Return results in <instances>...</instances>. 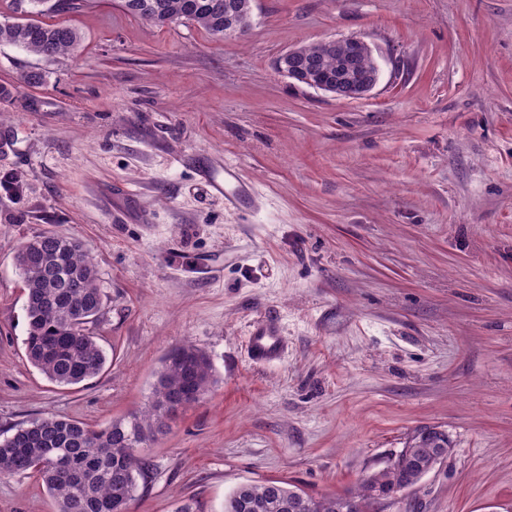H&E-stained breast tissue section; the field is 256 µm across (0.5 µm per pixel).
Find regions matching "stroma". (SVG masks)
<instances>
[{
    "label": "stroma",
    "instance_id": "stroma-1",
    "mask_svg": "<svg viewBox=\"0 0 512 512\" xmlns=\"http://www.w3.org/2000/svg\"><path fill=\"white\" fill-rule=\"evenodd\" d=\"M63 20L75 54L0 46L30 105L0 103V169L23 182L0 189V434L44 413L104 427L190 343L217 382L145 446L131 512H224L243 483L347 493L424 426L452 451L383 512H512V0H255L224 38L119 0ZM352 36L380 72L363 98L275 67ZM207 160L237 166L250 206L199 183ZM44 230L85 243L108 297L109 361L71 389L25 356L14 256ZM266 321L284 352L257 363ZM55 510L36 477H0V512Z\"/></svg>",
    "mask_w": 512,
    "mask_h": 512
}]
</instances>
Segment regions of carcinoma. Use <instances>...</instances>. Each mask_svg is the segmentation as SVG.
Masks as SVG:
<instances>
[{"label": "carcinoma", "instance_id": "cac0c4a2", "mask_svg": "<svg viewBox=\"0 0 512 512\" xmlns=\"http://www.w3.org/2000/svg\"><path fill=\"white\" fill-rule=\"evenodd\" d=\"M61 0H14L17 21L0 22V45H14L42 57H57L80 46V32L63 23L47 24L46 14L75 11ZM225 0H122L124 10L157 27L175 17L197 24L209 34L224 36V25L246 28L250 16L242 9L227 13ZM339 43L304 45L306 59L336 76L344 54ZM15 265L24 284L28 336L25 353L32 366L52 383L73 387L97 377L107 355L92 326L105 307L98 272L83 244L72 237L45 231L32 235L18 249ZM216 383L213 365L196 347L174 350L158 374L152 395L140 410L93 429L52 413L14 428L0 439V476L31 472L56 502V512H130L139 480L150 471L139 449L166 434L177 413L198 403ZM448 432L438 427L417 430L390 468L362 482L345 497L298 499L301 508L281 504L294 499L295 488L284 482L244 484L224 502V512H346L349 499L370 505V493H385L408 483L448 450Z\"/></svg>", "mask_w": 512, "mask_h": 512}]
</instances>
